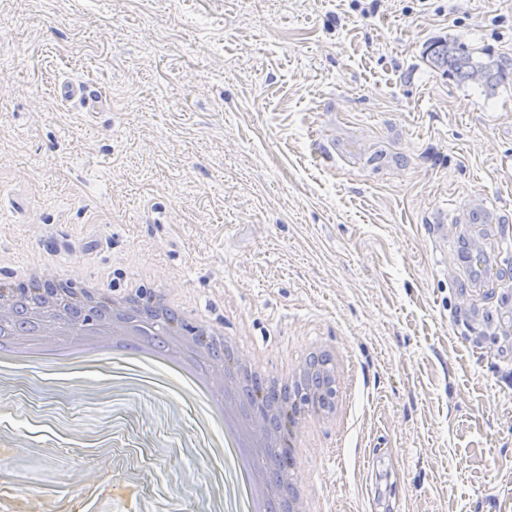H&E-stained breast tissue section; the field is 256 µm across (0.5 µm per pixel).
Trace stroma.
<instances>
[{"instance_id": "1", "label": "stroma", "mask_w": 512, "mask_h": 512, "mask_svg": "<svg viewBox=\"0 0 512 512\" xmlns=\"http://www.w3.org/2000/svg\"><path fill=\"white\" fill-rule=\"evenodd\" d=\"M445 37L512 60V0H0V264L163 284L282 367L335 343L350 414L300 469L327 512H512V333L463 324L425 230L512 225V81L442 77ZM219 442L115 359L0 370V512L231 510Z\"/></svg>"}]
</instances>
